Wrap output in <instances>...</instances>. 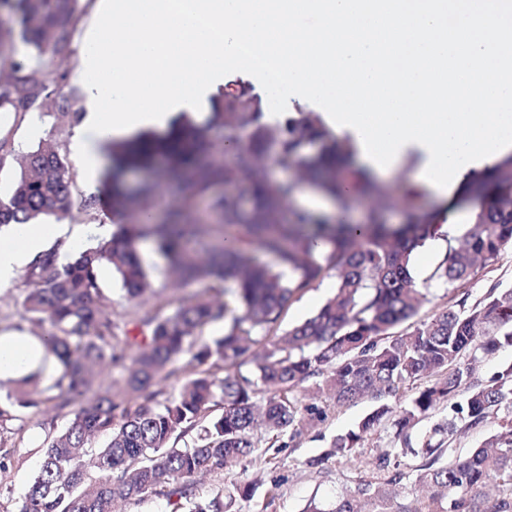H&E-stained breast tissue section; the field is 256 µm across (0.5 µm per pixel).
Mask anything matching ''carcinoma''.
Wrapping results in <instances>:
<instances>
[{
	"label": "carcinoma",
	"instance_id": "1",
	"mask_svg": "<svg viewBox=\"0 0 512 512\" xmlns=\"http://www.w3.org/2000/svg\"><path fill=\"white\" fill-rule=\"evenodd\" d=\"M83 14L80 0H0V45L20 39L32 61L0 55V109L25 120L28 110L50 96L42 66L48 59L76 53L73 36ZM55 94L57 134L77 113L72 106L81 86L65 82ZM235 147L224 161L225 146ZM112 167L104 185L112 213L122 217L109 238L70 255L56 248L31 263L22 301L33 324H48V342L59 376L40 387L34 374L0 402V448L22 430V410L38 406L52 390L58 396H88L66 429L51 437L36 475L14 512H113L118 501L143 499L163 484H176L171 512H229L232 500L221 492L205 500L182 485L197 475L222 471L252 456L271 438L291 447L294 427L323 418L325 411L301 406L288 396L299 384L320 379L337 405L365 395L391 397L432 372L440 376L412 403L398 411L383 403L350 431L334 439L331 454L348 458L353 449L389 422L402 438L398 453L421 454L413 483L434 489L416 497L402 512H512V413L464 456L452 457L446 440L458 430L483 427L512 398V366L483 382L473 363L512 346V288H492L471 302L465 294L432 317L395 333L413 318L421 291L412 274L415 251L441 228L437 211L420 210L409 198L396 199L378 184L346 167L351 145L338 140L316 112H285L271 122L262 100L241 85H226L218 104L200 119L183 114L164 136L141 132L128 141H108ZM163 157L167 172L196 195L218 185L241 186L247 198L222 193L204 214L189 209L152 218L158 184L126 181L130 171L150 172ZM292 169L296 178L278 182L265 176L268 163ZM20 172L0 195V227L37 224L49 216L77 214L96 218L101 198L75 201L73 168L59 144L39 145L21 156ZM350 180L378 208L363 224L314 221L297 212L285 221L301 183L338 198L341 210L352 197L342 192ZM460 201L470 208L463 233L447 240L448 249L431 278L457 288L479 263L490 262L512 245V155L488 173L466 182ZM401 208L404 221L389 225L385 214ZM149 240L166 261L174 281L202 284L195 294L166 312L142 310L149 290V266L137 250ZM257 244L275 264L255 261L248 246ZM108 264L132 306L122 318L103 303L98 270ZM329 276L333 294L315 315L264 345L256 379L227 372L277 325L285 304ZM224 324V334L197 345L203 330ZM139 334L131 335V329ZM184 364L178 368L174 364ZM210 364L207 370L198 367ZM122 365L118 387L97 383L96 367ZM224 372L220 377L217 372ZM182 374L178 388L167 382ZM269 396L256 400V388ZM155 391L130 410L143 391ZM465 394L452 418L433 428L437 441L421 451L410 447L408 430L440 402ZM217 405L224 408L211 416ZM109 434L106 444L92 439ZM182 446H177L178 441ZM401 476L358 484L331 505L310 501L305 512H392L389 486Z\"/></svg>",
	"mask_w": 512,
	"mask_h": 512
}]
</instances>
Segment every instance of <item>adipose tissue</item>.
<instances>
[{
    "instance_id": "obj_1",
    "label": "adipose tissue",
    "mask_w": 512,
    "mask_h": 512,
    "mask_svg": "<svg viewBox=\"0 0 512 512\" xmlns=\"http://www.w3.org/2000/svg\"><path fill=\"white\" fill-rule=\"evenodd\" d=\"M54 235L51 224H13L6 228L0 234V287L10 286L24 266L47 250ZM32 373L45 380L58 373L45 341L18 331L0 332V382Z\"/></svg>"
}]
</instances>
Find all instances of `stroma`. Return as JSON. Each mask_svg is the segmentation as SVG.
<instances>
[{"label": "stroma", "mask_w": 512, "mask_h": 512, "mask_svg": "<svg viewBox=\"0 0 512 512\" xmlns=\"http://www.w3.org/2000/svg\"><path fill=\"white\" fill-rule=\"evenodd\" d=\"M57 120L52 103L39 102L21 124H14L13 115L0 112V128L11 130L17 153L36 148L39 143L56 139ZM109 210H100L96 220L80 217L67 218L68 230L58 237L63 252L100 240L101 225L111 223ZM447 251L446 240L428 239L416 253L413 276L418 287L426 291L418 317L425 320L454 303L462 294L471 299L482 297L489 288L512 287V247L486 265L476 267L459 289L452 290L431 274ZM333 278L295 295L284 307L277 332L303 323L314 315L333 291ZM300 405L311 403L324 407L323 420L302 427L296 446L287 448L263 447L258 455L243 459L204 479L188 482L193 498L203 499L215 492L233 495V512H304L311 500L332 502L345 490L355 488L363 480H375L378 473L373 467L375 458L392 452L391 468L401 471L403 478L394 488L397 503L405 504L414 497L411 474L420 460L413 455H394L401 442L393 429H378L368 437L362 447L355 449L350 459L331 455L336 436L357 428L359 422L378 407V399L365 396L337 406L319 395L314 381L304 382L291 392ZM76 402L56 399L26 411L23 430L12 437L8 452L0 457V512H14L18 498L31 483L41 459L42 448L48 435L61 432L76 409ZM249 485L248 495L240 496L236 486Z\"/></svg>", "instance_id": "35a3bbf8"}]
</instances>
